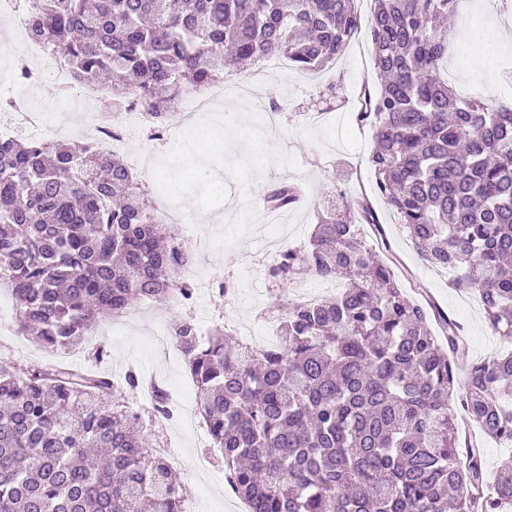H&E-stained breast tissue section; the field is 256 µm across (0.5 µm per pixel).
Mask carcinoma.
Masks as SVG:
<instances>
[{
  "instance_id": "carcinoma-1",
  "label": "carcinoma",
  "mask_w": 512,
  "mask_h": 512,
  "mask_svg": "<svg viewBox=\"0 0 512 512\" xmlns=\"http://www.w3.org/2000/svg\"><path fill=\"white\" fill-rule=\"evenodd\" d=\"M29 35L64 47L77 83L105 84L167 126L160 92L224 82L244 61L286 57L303 72L358 33L355 0H24ZM367 35L381 88L357 119L375 131L378 194L420 259L478 293L490 329L512 335V102L462 98L439 73L440 22L459 0H373ZM293 182L272 208L295 207ZM381 230L364 197L329 202L274 277L344 288L283 309L281 342L254 350L172 334L196 410L249 512H512V456L487 487L479 444L512 447V352L468 367L463 326L411 301L360 235ZM182 252L149 189L88 143L0 139V277L16 320L44 346L76 348L104 314L189 301ZM438 323L440 335L429 329ZM97 372L0 366V512H183L184 490L151 451L142 416ZM153 410L174 413L154 387Z\"/></svg>"
}]
</instances>
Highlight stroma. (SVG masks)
<instances>
[{"label":"stroma","mask_w":512,"mask_h":512,"mask_svg":"<svg viewBox=\"0 0 512 512\" xmlns=\"http://www.w3.org/2000/svg\"><path fill=\"white\" fill-rule=\"evenodd\" d=\"M28 55L24 37L12 35L10 22L0 23V97L19 96L22 111L43 113L57 129L53 141H80L82 132L91 130L100 117L114 113L111 97L90 104L73 94L63 97L49 77L17 87L15 65ZM442 70L460 96L479 97L491 105L512 99V9L500 8L498 0H460L448 23V59ZM244 84L254 87L265 102L279 104L286 127L282 135L256 136L263 115L253 110L250 97L240 94ZM331 85L336 95L329 108L320 122H308L307 112ZM377 85L371 46L362 32L336 61L316 73L290 65L268 72L253 65L225 76L223 100L199 116L200 123L212 126L222 149L206 155L199 152L195 133L184 119L192 107L191 91H184L171 107L170 141L153 157L166 175V184L155 187L154 200L162 209L177 202L206 233L208 241L197 250L192 267L200 279L215 286L230 283L236 300L225 304L215 290L190 305L174 298L138 302L121 323L101 319L72 363L116 381L134 368L168 390L176 414L152 434L154 443L167 445L165 458L188 494L185 512H240L241 500L228 485L223 467L213 463L203 471L197 466L207 455L206 426L199 416L180 412L184 396L195 393L194 383L180 353L170 354L153 344L155 323L190 316L207 327L225 324L233 331L232 341L242 344L246 338L237 334L238 326L263 335L257 322L260 313L295 302L303 291L323 288V281L309 275L284 287L274 279L259 289L251 281L271 260L268 243L251 226V212L278 181H296L305 187L303 200L288 213L284 245L307 242L321 204L331 193L372 195L385 239L377 253L396 267L410 299L418 303L433 299L463 324L471 361L512 350V336H498L489 329L478 294L449 287L448 273L421 261L393 213L375 196L368 164L373 132L359 124L355 114L361 108L362 89ZM62 354V348L44 347L19 334L13 308L0 311L1 364L50 367L61 363Z\"/></svg>","instance_id":"stroma-1"}]
</instances>
